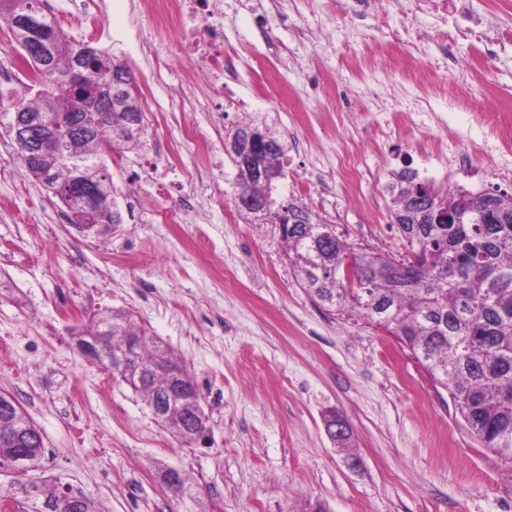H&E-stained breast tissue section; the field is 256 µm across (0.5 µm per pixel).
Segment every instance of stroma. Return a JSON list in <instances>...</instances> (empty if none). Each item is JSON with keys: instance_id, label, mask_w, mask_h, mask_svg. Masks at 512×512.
I'll use <instances>...</instances> for the list:
<instances>
[{"instance_id": "stroma-1", "label": "stroma", "mask_w": 512, "mask_h": 512, "mask_svg": "<svg viewBox=\"0 0 512 512\" xmlns=\"http://www.w3.org/2000/svg\"><path fill=\"white\" fill-rule=\"evenodd\" d=\"M351 2L224 0V56L237 77L223 111L206 112L211 89L198 83L196 61L169 67L174 36L158 18L106 0L92 30L70 20L73 0H50L69 39L104 49L106 34L124 31L117 56L151 98L190 86L197 103L164 121L149 115L139 145L106 157L116 203L130 178L139 199L112 227L72 224L22 169L0 178V392L43 435L29 480L83 494L100 512H299L316 500L328 512H512V460L481 447L392 336L315 306L277 226L245 223L232 202L224 140L263 116L288 143L277 197L299 196L349 244L404 253L373 179L420 168L422 142L452 147L470 134L479 171L495 164L483 135L512 145V43L499 40L512 4L471 0L482 47L444 38L450 23L413 0ZM144 40L157 50L148 61L137 52ZM463 59L481 66L462 69ZM152 67L161 81L146 82ZM200 130L217 150L184 222L165 223L153 176L180 187L167 146L192 148ZM342 155L357 159L356 189L336 166ZM104 309L129 313L186 365L210 416L209 447L183 445L125 382L73 349L71 327ZM331 410L352 430L350 451L326 433ZM165 467L193 475L192 497L165 490Z\"/></svg>"}]
</instances>
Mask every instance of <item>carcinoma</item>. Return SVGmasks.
Instances as JSON below:
<instances>
[{
    "mask_svg": "<svg viewBox=\"0 0 512 512\" xmlns=\"http://www.w3.org/2000/svg\"><path fill=\"white\" fill-rule=\"evenodd\" d=\"M0 9V30L10 47L34 71L27 92L3 108H22L59 123L82 101L90 104L104 93L112 108L100 113L94 135L66 144L65 152L83 159L99 187L98 210L111 224L120 214L108 206L110 178L101 173V156L129 143L141 142L145 112L128 66L109 53L81 62V83L68 72L80 46L61 34L55 43L54 66L40 69L24 51L15 24L18 8L28 6L48 30L61 32L41 0H12ZM227 155L235 168L236 210L253 224H279L296 265L302 288L311 300L330 311H351L367 324L394 336L432 380L448 392L456 414L479 443L512 459V193L496 186L475 193L452 189L421 178L409 168L392 173L387 185L393 223L408 239L420 262L410 271L388 253H372L346 270L343 256L353 247L339 239L306 204L274 197L276 182L285 177L288 143L264 122L251 120L228 136ZM110 338L101 341L102 363L128 338L138 342L129 369L121 375L146 404L167 388L166 366L180 368L183 382L192 378L174 355L158 345L129 314L112 312ZM188 408L161 425L182 443L192 440L179 424H188ZM44 442L13 398L0 394V472L18 470L22 461L39 466ZM23 512H95L93 502L65 492H52L21 480Z\"/></svg>",
    "mask_w": 512,
    "mask_h": 512,
    "instance_id": "cac0c4a2",
    "label": "carcinoma"
}]
</instances>
